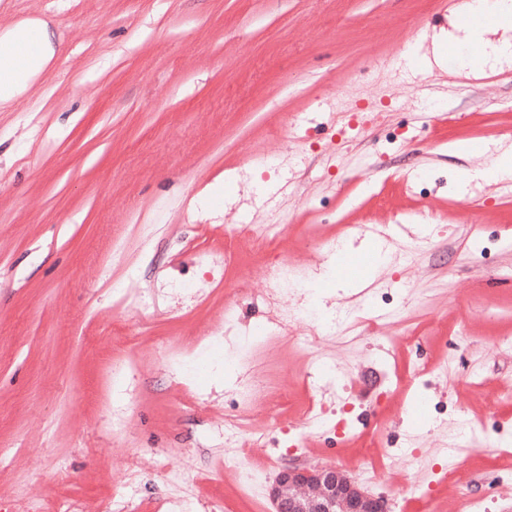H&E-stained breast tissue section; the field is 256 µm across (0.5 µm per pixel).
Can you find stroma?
I'll use <instances>...</instances> for the list:
<instances>
[{
  "mask_svg": "<svg viewBox=\"0 0 512 512\" xmlns=\"http://www.w3.org/2000/svg\"><path fill=\"white\" fill-rule=\"evenodd\" d=\"M457 2L0 0L60 46L0 106V512H269L288 462L391 512H512V181L459 194L485 163L453 151L512 147V67H420ZM282 222L273 305L224 229ZM307 302L375 328L301 347ZM249 338L256 490L224 467L232 381L178 367Z\"/></svg>",
  "mask_w": 512,
  "mask_h": 512,
  "instance_id": "1",
  "label": "stroma"
}]
</instances>
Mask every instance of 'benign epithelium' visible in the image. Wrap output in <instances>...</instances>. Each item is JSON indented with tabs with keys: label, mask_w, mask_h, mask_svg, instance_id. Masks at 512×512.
Here are the masks:
<instances>
[{
	"label": "benign epithelium",
	"mask_w": 512,
	"mask_h": 512,
	"mask_svg": "<svg viewBox=\"0 0 512 512\" xmlns=\"http://www.w3.org/2000/svg\"><path fill=\"white\" fill-rule=\"evenodd\" d=\"M273 512H389L387 501L362 489L335 466L288 464L268 489Z\"/></svg>",
	"instance_id": "benign-epithelium-1"
}]
</instances>
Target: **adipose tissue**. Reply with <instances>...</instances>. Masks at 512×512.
<instances>
[{
    "instance_id": "1",
    "label": "adipose tissue",
    "mask_w": 512,
    "mask_h": 512,
    "mask_svg": "<svg viewBox=\"0 0 512 512\" xmlns=\"http://www.w3.org/2000/svg\"><path fill=\"white\" fill-rule=\"evenodd\" d=\"M455 33L433 34L437 63L448 74L478 77L512 62V0H465ZM58 52L46 21L31 18L0 27V103L27 92Z\"/></svg>"
}]
</instances>
